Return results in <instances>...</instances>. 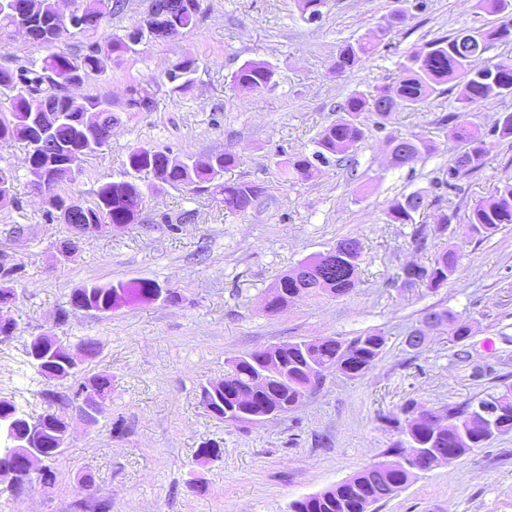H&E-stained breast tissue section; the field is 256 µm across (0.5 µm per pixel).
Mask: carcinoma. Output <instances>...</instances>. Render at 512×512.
Segmentation results:
<instances>
[{
  "mask_svg": "<svg viewBox=\"0 0 512 512\" xmlns=\"http://www.w3.org/2000/svg\"><path fill=\"white\" fill-rule=\"evenodd\" d=\"M27 0H0V44L13 39L15 28L29 26L28 40L48 50L41 59H29L18 68L0 66V96L10 103L9 111L0 113V141H19L27 150V160L44 169L47 191L53 200L48 213L60 218L68 211L72 196L65 186L77 182L81 171L68 178L59 174L78 153L99 151L107 142L112 124L118 117L112 111V99L100 95H74L71 86H80L94 75L105 73L112 59L135 51V46L157 40L172 41L194 29L200 14L195 0H149L144 16L135 21L127 33L114 34L103 41L90 42L76 52H68L52 43L49 35L63 23L56 0H38L35 14L28 15L21 8ZM72 12L82 17L86 27L72 31V36L85 35L104 29L114 18L129 14L131 0H70ZM301 14L309 22L323 17L326 0H297ZM479 8L502 15L495 26L461 30L452 35L435 38L421 50L405 56L398 65L394 94L387 96L388 108L380 111L381 97L355 93L340 106L343 116L326 127L316 141L312 155H302L287 161L288 178H309L315 162L326 163L334 157L341 161L365 137V121L372 120L379 127L402 106L418 110L434 95L445 92L444 85L460 87V111L447 117L451 135L463 143L462 152L442 171L436 185L450 190L459 189L458 182L470 172L483 166L487 155L486 143L468 121L470 111L478 106L505 96H512V65L494 64L477 68L476 59L495 42L512 43V0H477ZM395 23L386 21L380 27L376 40L345 44L333 62L336 73L343 74L373 54ZM198 61L184 58L166 74L174 91H184L193 83ZM274 68L261 60H247L235 70L230 81L239 91L258 94L270 86ZM153 97L144 86L129 90L127 107L138 112L149 111ZM392 164L403 167L433 150L423 139L397 138L389 141ZM238 157L229 152L206 158L173 157L168 152L152 147L137 146L129 150L123 161L121 181L103 184L92 203L71 213L69 224L91 229L119 230L138 222L144 202L143 186L139 177L152 175L162 183L193 192H206L224 204L231 213L250 209L261 188L245 181H226L224 171L235 167ZM426 194L415 191L405 196L387 212L393 224H414L416 217L428 207ZM503 224H512V177L500 180L487 200L476 204L468 215L471 237L480 242L499 230ZM334 262H324L318 253L285 272L268 290L263 308L269 313H281L301 297L331 295L341 297L357 288V270L362 260V246L355 238H344L331 247ZM460 251L451 246L416 264L415 282L436 290L455 275ZM14 268H0V305L15 303L18 296L12 285ZM161 285L150 279L118 285L90 284L75 290L70 303L75 306L110 312L130 298L152 302L160 293ZM455 324V341L463 342L471 336V326L446 309H431L423 325ZM386 339L372 331L356 336L348 342L333 337L288 342L278 351L256 350L233 359L224 374V386L204 388V402L211 406L210 414L227 424H239L234 410L240 407L239 395L248 391L249 403L257 414L273 407L283 408L294 403L297 396L311 390L324 378V372L334 368L348 378L365 373L381 358ZM41 348L51 351L49 359L38 363L29 359L43 377L63 379L71 375L67 349L52 334H41L30 340L26 353ZM269 369L262 386L253 384L262 369ZM82 387L96 395L99 415L112 408V375L96 373L86 378ZM406 414H419L421 422L404 433V439L391 450V459L373 463L340 484L294 500L289 512H370V508L393 497L409 485L418 471L410 467L411 456L426 448L451 449L462 456L475 448L484 447L493 438L512 432V386L482 399L443 409L447 424L434 431L422 422L427 411L418 409L410 401L401 408ZM40 431L31 438L39 447L41 460H53L63 453L61 447L64 417L47 413L40 417Z\"/></svg>",
  "mask_w": 512,
  "mask_h": 512,
  "instance_id": "carcinoma-1",
  "label": "carcinoma"
}]
</instances>
